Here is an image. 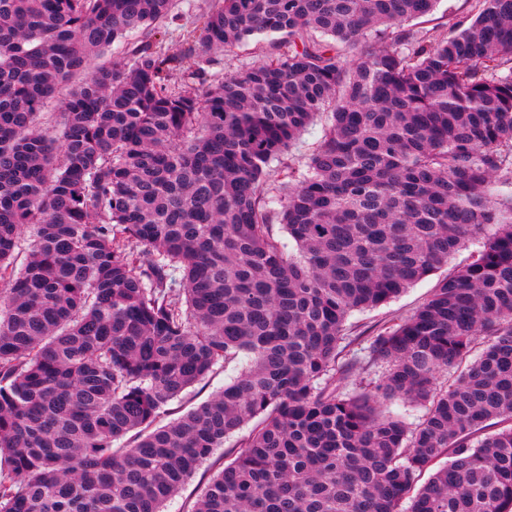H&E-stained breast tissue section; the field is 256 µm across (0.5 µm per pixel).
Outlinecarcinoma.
I'll return each mask as SVG.
<instances>
[{
	"label": "carcinoma",
	"mask_w": 512,
	"mask_h": 512,
	"mask_svg": "<svg viewBox=\"0 0 512 512\" xmlns=\"http://www.w3.org/2000/svg\"><path fill=\"white\" fill-rule=\"evenodd\" d=\"M438 2L218 0L169 54L175 0H0V512H163L246 426L190 512H512V0L412 25ZM268 50L267 41L262 37H255L224 52L212 53L210 55L212 61L205 67L203 77L206 83L221 79L227 74L259 61ZM326 129L325 116L317 117L300 139L284 155L285 163H304L321 141ZM476 248L477 246L473 244L463 246L456 252L448 269L443 268L429 276L388 304L364 312H355L347 322L350 343L344 352L347 355L339 360V366L344 358H350L351 355L359 353L361 348L366 347L371 336H375L380 329L389 326L393 320L410 315L427 299L439 278L455 267L463 266L471 261ZM239 372V365L230 364L225 370L217 371L208 381L195 388L188 390L182 399L176 400L169 407L174 413L165 417L164 422L181 415L191 406L200 404L208 400L213 394L224 387V383L230 382Z\"/></svg>",
	"instance_id": "carcinoma-1"
}]
</instances>
